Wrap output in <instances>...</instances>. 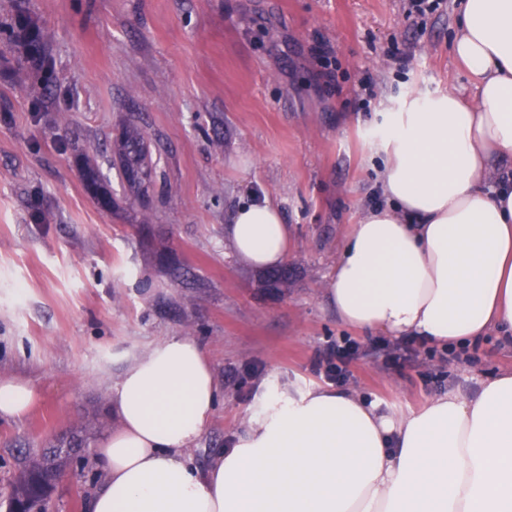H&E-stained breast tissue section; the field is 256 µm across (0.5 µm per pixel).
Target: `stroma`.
Listing matches in <instances>:
<instances>
[{
	"mask_svg": "<svg viewBox=\"0 0 512 512\" xmlns=\"http://www.w3.org/2000/svg\"><path fill=\"white\" fill-rule=\"evenodd\" d=\"M407 0H0V23L30 16L47 71L0 52V375L29 382L28 415L0 419V512L26 450L90 425L127 361L168 336L208 353L221 388L188 449L206 469L262 391L319 383L329 341L358 345L344 388L399 416L455 388L473 397L512 367L488 336L461 360L430 344L389 364L380 337L342 325L327 276L365 206L379 197L369 158L380 113L474 83L456 59L458 0L408 15ZM137 128L156 166L130 190L114 164ZM94 157L115 205L80 175ZM269 197L291 228L288 285L233 254L224 227ZM98 460L72 464L52 512H86Z\"/></svg>",
	"mask_w": 512,
	"mask_h": 512,
	"instance_id": "obj_1",
	"label": "stroma"
}]
</instances>
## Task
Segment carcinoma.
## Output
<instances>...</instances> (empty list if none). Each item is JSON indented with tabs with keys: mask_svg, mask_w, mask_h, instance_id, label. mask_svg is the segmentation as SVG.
<instances>
[{
	"mask_svg": "<svg viewBox=\"0 0 512 512\" xmlns=\"http://www.w3.org/2000/svg\"><path fill=\"white\" fill-rule=\"evenodd\" d=\"M30 30L31 22L23 15L17 16L10 24L0 25V46L3 48L10 46L19 33ZM117 155L121 172L130 186L134 188L141 186V182L130 177L133 171L143 174L148 182L152 180L155 166L141 132L129 129L123 133L118 141ZM80 170L88 190L98 203L106 209L112 208V190L101 178L98 164L85 158ZM90 444L89 436L72 432L55 444L45 445L29 452L12 485L10 502L13 503L22 498H33L36 500L37 512H50V496L42 492V478L62 472L72 464L74 449Z\"/></svg>",
	"mask_w": 512,
	"mask_h": 512,
	"instance_id": "carcinoma-1",
	"label": "carcinoma"
}]
</instances>
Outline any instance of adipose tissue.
<instances>
[{
	"label": "adipose tissue",
	"mask_w": 512,
	"mask_h": 512,
	"mask_svg": "<svg viewBox=\"0 0 512 512\" xmlns=\"http://www.w3.org/2000/svg\"><path fill=\"white\" fill-rule=\"evenodd\" d=\"M453 51L475 79L375 132L381 202L350 228L323 290L344 324L465 347L512 333V0H462ZM289 229L270 198L239 204L226 243L257 270L283 264ZM220 386L202 345L170 336L123 369L120 427L98 450L87 512H512V369L393 416L313 387L264 398L206 470L185 455ZM29 383L0 376V418L30 411Z\"/></svg>",
	"instance_id": "adipose-tissue-1"
}]
</instances>
